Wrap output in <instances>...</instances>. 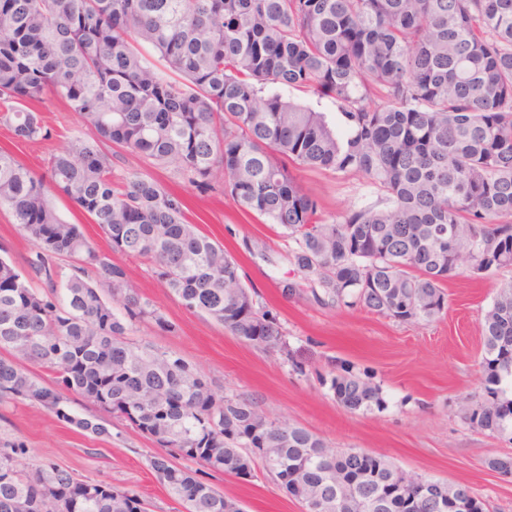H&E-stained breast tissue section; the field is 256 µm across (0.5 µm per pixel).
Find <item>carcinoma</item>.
<instances>
[{
  "instance_id": "1",
  "label": "carcinoma",
  "mask_w": 512,
  "mask_h": 512,
  "mask_svg": "<svg viewBox=\"0 0 512 512\" xmlns=\"http://www.w3.org/2000/svg\"><path fill=\"white\" fill-rule=\"evenodd\" d=\"M290 88L313 89L337 112L330 119L290 100ZM48 94L84 131L50 158L46 175L0 149V209L34 247L26 275L0 258V401L39 404L100 436L102 424L70 415L66 394L98 404L163 449L149 466L186 512H224L226 497L177 459L235 476L260 466L287 480L299 502L297 482L355 483L330 512H370L369 499L399 488L416 497V512H435L424 499L432 489L468 493V512H490L468 484L335 448L131 339L137 323L160 331L172 323L115 254L150 261L187 309L238 339L287 352L285 327L243 281L238 261L187 220L180 195L149 177H118L112 146L173 164L197 191L219 189L278 225L293 266L278 281L282 296L308 292L320 306L434 321L449 278L512 270V0H0V122L16 141L50 137L35 107ZM375 95L382 103H372ZM294 168L360 174L381 196L327 221ZM57 197L99 226L108 250L62 218ZM480 328L482 392L460 415L475 430L511 434L502 383L512 379V281L498 288ZM330 389L351 412L383 406L369 375L346 370ZM256 448L276 456L268 461ZM23 451L0 440V512H20V501L27 512H147L130 489L80 481L55 465L19 468ZM486 466L512 474V456Z\"/></svg>"
}]
</instances>
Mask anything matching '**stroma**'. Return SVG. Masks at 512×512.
I'll list each match as a JSON object with an SVG mask.
<instances>
[{
	"instance_id": "stroma-1",
	"label": "stroma",
	"mask_w": 512,
	"mask_h": 512,
	"mask_svg": "<svg viewBox=\"0 0 512 512\" xmlns=\"http://www.w3.org/2000/svg\"><path fill=\"white\" fill-rule=\"evenodd\" d=\"M51 136L16 142L9 127L0 125V148L43 173L64 141L78 135L74 113L53 97L38 106ZM118 174H147L183 196L187 216L202 232L222 242L239 262L248 285L277 313L288 332L289 351L296 352L303 371H294L286 353H272L226 332L209 316L187 310L156 280L141 258L114 255L127 277L151 297L173 325L162 332L136 325L132 339L147 340L182 357L211 381L216 391L234 393L258 403L272 416L299 424L339 448H361L383 454L405 471L434 479L469 484L487 495L495 512H512V478L492 473L486 461L512 454V436L470 429L459 416L463 399L480 391L482 339L479 319L498 286L512 280L504 272L474 280L460 274L448 280V308L429 324H403L368 313L321 307L307 297L288 299L276 286L291 276L282 256L284 241L276 225L244 214L219 192L201 193L177 178L172 169L157 168L123 150H115ZM304 190L318 198L324 217L339 216L369 206L376 189L358 175H334L322 170H296ZM263 246L276 257L270 266L251 257L244 240ZM33 252L9 210H0V256L27 272ZM371 375L380 384L384 406L353 413L338 405L330 378L343 368ZM107 434L96 436L58 420L30 402L0 404V437L24 442L19 466L53 463L81 480L100 481L136 491L148 512H183L149 467L159 447L132 426L106 420ZM203 481L240 501L244 512H302L278 482L266 473L243 481L190 462Z\"/></svg>"
}]
</instances>
